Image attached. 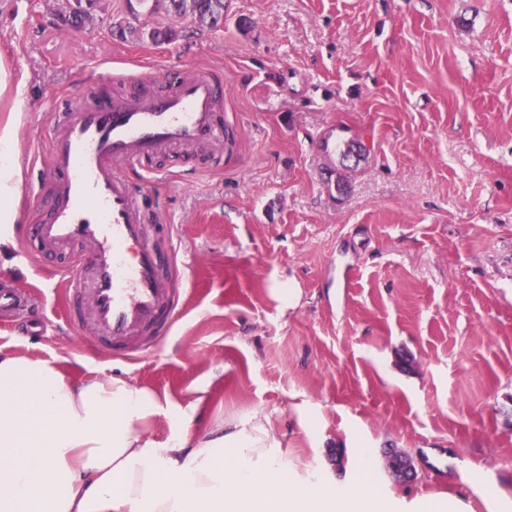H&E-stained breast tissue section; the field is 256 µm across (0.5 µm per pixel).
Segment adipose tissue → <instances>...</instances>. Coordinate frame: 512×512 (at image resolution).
I'll return each mask as SVG.
<instances>
[{"label": "adipose tissue", "instance_id": "ef3b65f1", "mask_svg": "<svg viewBox=\"0 0 512 512\" xmlns=\"http://www.w3.org/2000/svg\"><path fill=\"white\" fill-rule=\"evenodd\" d=\"M163 410L150 388L0 355V512H396L373 449L359 448L349 491L324 471L298 481L266 414L192 436L185 412L160 442L147 430Z\"/></svg>", "mask_w": 512, "mask_h": 512}]
</instances>
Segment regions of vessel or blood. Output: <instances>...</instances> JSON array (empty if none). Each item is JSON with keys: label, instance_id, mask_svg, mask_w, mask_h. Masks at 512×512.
Here are the masks:
<instances>
[{"label": "vessel or blood", "instance_id": "vessel-or-blood-1", "mask_svg": "<svg viewBox=\"0 0 512 512\" xmlns=\"http://www.w3.org/2000/svg\"><path fill=\"white\" fill-rule=\"evenodd\" d=\"M224 82L206 68L179 75L170 92L120 93L88 103L87 90L65 94L51 137L52 190L39 223L27 230L26 255L64 254L56 273L66 322L92 349L134 357L171 330L184 302L174 227L146 222V198L127 178L151 180L170 151L225 150ZM28 294L0 283V319L26 310Z\"/></svg>", "mask_w": 512, "mask_h": 512}]
</instances>
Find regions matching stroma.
<instances>
[{"mask_svg": "<svg viewBox=\"0 0 512 512\" xmlns=\"http://www.w3.org/2000/svg\"><path fill=\"white\" fill-rule=\"evenodd\" d=\"M68 6L0 0V132L26 182L47 163L53 101L100 62L127 95L143 65L214 70L237 143L159 160L172 173L150 201L175 227L188 306L131 360L78 345L55 259L20 250L42 211L15 198L0 275L37 287L45 327L0 329V353L74 384L146 386L190 409L194 433L271 414L301 479L328 467L350 486L364 443L387 497L446 492L487 512L477 469L512 512V0H224L212 31L128 0H100L74 30ZM154 27L180 36L153 42ZM349 139L368 155L340 193L323 145ZM391 449L414 481L392 476Z\"/></svg>", "mask_w": 512, "mask_h": 512, "instance_id": "35a3bbf8", "label": "stroma"}]
</instances>
